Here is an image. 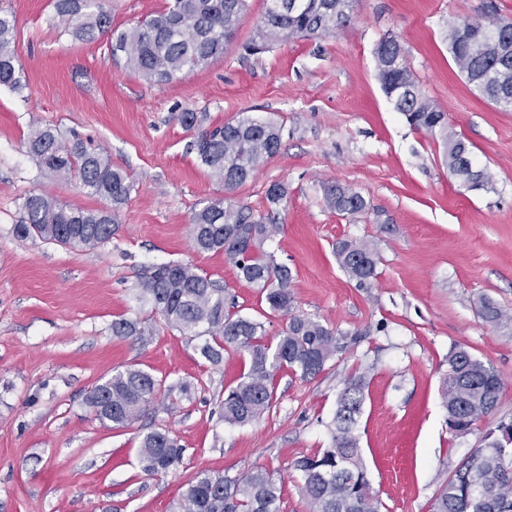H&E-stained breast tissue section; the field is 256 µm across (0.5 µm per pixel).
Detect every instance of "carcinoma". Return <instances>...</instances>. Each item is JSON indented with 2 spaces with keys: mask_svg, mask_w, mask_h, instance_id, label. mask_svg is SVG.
<instances>
[{
  "mask_svg": "<svg viewBox=\"0 0 512 512\" xmlns=\"http://www.w3.org/2000/svg\"><path fill=\"white\" fill-rule=\"evenodd\" d=\"M290 0H267L265 12L246 44L260 53L269 46L297 37L330 35L350 23L354 0H302L303 7L288 8ZM54 19L61 32L74 39L92 41L112 32V19L99 0H52ZM247 0H172L166 11L111 37L110 55L125 57L126 66L144 81L166 85L224 56V46L234 37ZM494 6H487V22L459 23L448 30V49L468 82L487 101L512 110V28L497 26ZM15 18L0 9V86L24 88L12 43ZM378 78L386 96L408 123L441 138L451 175L463 185L485 186L492 174L473 166L466 142L448 132L445 113L422 92L394 36L375 48ZM188 130H198L192 143L197 159L211 177L231 193L253 177L278 154L283 129L272 121L242 118L211 131L201 130L196 112L179 115ZM27 152L36 163L66 183L78 182L90 194L107 202L100 209L67 207L42 194L31 193L22 204V217L14 233L22 239L75 248H95L112 240L118 231L116 212L134 190L126 172L112 167L102 151L89 149L77 139L62 140L48 126H35L27 138ZM327 204L354 215L367 209V201L338 183L325 189ZM281 225L254 215L247 205L224 198L210 200L191 219V239L200 252H222L237 270L239 279L259 288L268 308L288 317L285 329L267 339L264 323L246 316L220 282L189 264L164 263L147 267L138 276L135 299L151 305L167 327L197 341L195 350L213 366L224 353L244 357L239 382L224 393L220 417L229 426L259 421L275 400V376L288 370L304 380L318 377L326 366L361 341L360 333H339L321 321L294 313L291 269L263 250ZM336 257L361 288L377 276L378 255L371 244L340 241ZM481 319L495 327L512 324V313L494 301H480ZM112 335L133 337L142 344L150 336L133 319L112 321ZM366 374L344 381L330 429L331 444L323 451L297 458L298 490L312 512H379L369 487L359 439L355 434L363 411ZM501 379L493 367L464 348L448 355V375L441 398L448 414V428L467 434L491 417L498 405ZM165 386L152 373L127 367L97 385L87 397L95 417L113 427L139 420L161 396ZM512 420L501 419L486 431L484 446L474 449L442 483L432 512H512ZM185 448L166 429L142 435L139 459L148 476L169 473L182 464ZM282 482L263 467L243 476L202 470L172 501L170 512H282Z\"/></svg>",
  "mask_w": 512,
  "mask_h": 512,
  "instance_id": "obj_1",
  "label": "carcinoma"
}]
</instances>
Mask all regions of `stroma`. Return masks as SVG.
<instances>
[{"label":"stroma","mask_w":512,"mask_h":512,"mask_svg":"<svg viewBox=\"0 0 512 512\" xmlns=\"http://www.w3.org/2000/svg\"><path fill=\"white\" fill-rule=\"evenodd\" d=\"M120 32L167 9L170 0H102ZM221 58L166 85H153L107 55L108 36L83 42L61 33L51 0H0L16 19L23 92L0 86V512H169L197 472L240 476L261 466L282 480V512H309L290 470L329 447V425L345 379L366 374L356 433L380 512H430L441 484L497 420L512 418V326L478 315L485 296L512 311V111L485 100L448 50L451 25L495 5L512 21V0H357L352 19L328 36L295 38L250 55L265 0H248ZM399 39L424 94L470 147L493 182L471 190L450 176L438 136L411 127L381 89L374 51ZM209 127L245 116L281 123L279 153L232 200L282 232L266 245L292 270L297 313L362 341L316 379L288 371L257 423L224 425L220 402L243 371L229 352L221 366L135 300L137 273L168 262L195 265L225 283L268 337L284 329L259 290L240 281L220 253L196 252L190 220L222 197L190 148L184 111ZM104 149L135 189L111 242L71 249L22 240L14 226L32 192L84 209L103 207L77 183L40 169L25 142L32 125ZM280 183L285 199L271 206ZM333 183L362 195L367 209L330 208ZM371 243L379 256L372 287L338 265L336 241ZM140 319L141 345L112 334L113 319ZM464 347L502 380L494 418L458 435L439 393L448 354ZM134 365L166 384H188L174 405L156 406L124 428L102 424L87 393ZM166 429L186 450L182 466L145 475L144 432Z\"/></svg>","instance_id":"35a3bbf8"}]
</instances>
